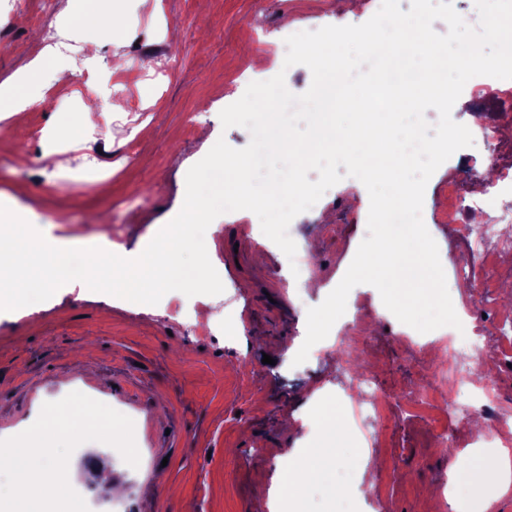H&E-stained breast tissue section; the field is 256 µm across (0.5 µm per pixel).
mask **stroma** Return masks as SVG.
<instances>
[{
    "instance_id": "stroma-1",
    "label": "stroma",
    "mask_w": 512,
    "mask_h": 512,
    "mask_svg": "<svg viewBox=\"0 0 512 512\" xmlns=\"http://www.w3.org/2000/svg\"><path fill=\"white\" fill-rule=\"evenodd\" d=\"M60 4L25 0V14L0 30L8 44L0 51V82L39 54L40 33L27 14L55 24ZM374 9L373 0H75V18L85 24L112 15L111 28L90 34L98 53L84 89L96 95L98 109L78 115L89 128L110 113L112 127L104 139L78 133L55 146L49 165L38 151L17 152L12 139L29 121L46 133L69 124L68 103L82 89L54 90L53 99L5 119L13 136L0 137V199L29 223L46 225L59 242L105 236L135 249L181 209L186 173L205 156L206 138H224L234 148L249 144V131L223 128L219 113L229 104L226 92L243 95L255 60L265 59L266 77L285 72L287 88L304 93L310 70L283 65L289 34L359 25ZM116 99L124 111L111 112ZM204 110L209 124L193 125L194 113ZM90 156L109 176L107 185L75 169ZM458 162L451 156L433 174L422 211L449 253L459 246L440 218L448 210V173ZM355 183L344 178L290 224L297 246L318 245L316 286L294 277L278 248L257 243L252 215L233 211L217 217L205 237L233 288L219 299L199 296L196 328L174 314L181 292L145 305L76 281L27 315L0 312V444L34 447L45 404L78 391L111 411L118 425L111 448L85 443L70 456L73 485L81 484L80 464L90 454L112 474L111 484L87 487L85 497L68 495L74 512H269L264 493L283 490L289 460L343 438L322 430L313 412L336 401L335 358L314 347L297 365L286 348L303 342L307 309L338 285L367 235L355 215L369 208L351 199ZM222 301L246 329L234 354L225 336L204 330ZM370 351L381 387L394 395L380 447L340 449L336 479L351 481L352 495L335 497L313 482L289 499L288 512H376L363 498L375 484L389 512H452L429 490L469 447L468 421L440 408H408L399 391L409 378L429 377L428 363L386 328H378ZM441 428L454 430L455 448L436 447ZM155 482L171 485L174 494L144 493Z\"/></svg>"
}]
</instances>
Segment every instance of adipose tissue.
Here are the masks:
<instances>
[{"instance_id":"adipose-tissue-1","label":"adipose tissue","mask_w":512,"mask_h":512,"mask_svg":"<svg viewBox=\"0 0 512 512\" xmlns=\"http://www.w3.org/2000/svg\"><path fill=\"white\" fill-rule=\"evenodd\" d=\"M53 59V48H45L25 72L0 84V118L25 111L40 99V73ZM94 409V403L77 393L67 403L48 404L43 423L44 435L55 450L51 458L27 456L22 449L0 447V501L62 498L67 491L61 452L66 437L72 434L87 443H102L112 437L111 425L89 426L88 417ZM480 457V449H471L466 461L456 462L448 470V502L453 512H468L471 501L481 493L480 475L484 467L479 462ZM335 460V448L324 447L319 449L316 459L300 460L288 466L285 473L292 478L287 485L288 493L301 492L311 480L335 487L332 470Z\"/></svg>"}]
</instances>
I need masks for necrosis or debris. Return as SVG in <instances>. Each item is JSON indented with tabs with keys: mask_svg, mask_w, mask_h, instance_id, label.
I'll return each mask as SVG.
<instances>
[{
	"mask_svg": "<svg viewBox=\"0 0 512 512\" xmlns=\"http://www.w3.org/2000/svg\"><path fill=\"white\" fill-rule=\"evenodd\" d=\"M475 139L494 144V151L470 153L464 161L465 170L486 169L487 175L460 189L456 177L448 179V222L463 244L466 260L451 259L456 285L467 296L487 306L498 307L499 269L502 256L512 254V206L504 198L512 194V164L502 162L498 146L512 142V122L490 120L479 122L472 130ZM473 338L462 345L446 336L426 342L424 335L399 333L398 338L418 355H431L433 383L408 382L402 389L408 402L434 404L448 402L451 411L466 418L480 419L483 428L476 440L484 448L512 447V408L499 398L495 379L475 377L474 363L480 362L492 344L512 345V321L475 319ZM337 401L351 408L354 416L369 422L364 435L369 443H378L385 427V409L391 395L383 390L377 375L370 370L353 371L345 376L336 396Z\"/></svg>",
	"mask_w": 512,
	"mask_h": 512,
	"instance_id": "4bbe7bcc",
	"label": "necrosis or debris"
}]
</instances>
